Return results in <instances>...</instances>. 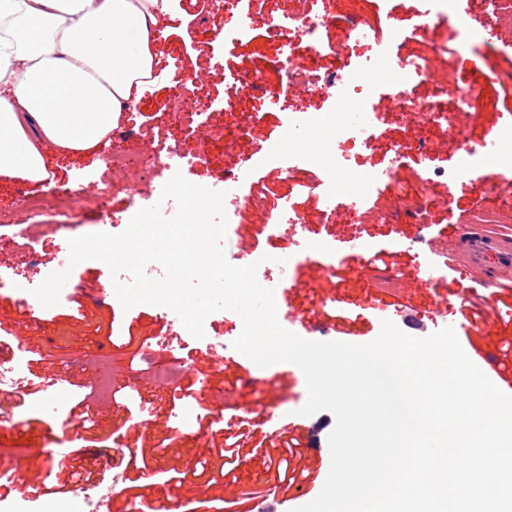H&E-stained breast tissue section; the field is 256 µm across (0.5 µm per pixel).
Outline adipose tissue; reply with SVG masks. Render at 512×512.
I'll return each mask as SVG.
<instances>
[{
    "label": "adipose tissue",
    "mask_w": 512,
    "mask_h": 512,
    "mask_svg": "<svg viewBox=\"0 0 512 512\" xmlns=\"http://www.w3.org/2000/svg\"><path fill=\"white\" fill-rule=\"evenodd\" d=\"M167 0H0V179H49L43 148L87 154L155 80Z\"/></svg>",
    "instance_id": "obj_1"
}]
</instances>
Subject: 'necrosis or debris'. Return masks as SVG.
I'll return each mask as SVG.
<instances>
[{"instance_id":"4bbe7bcc","label":"necrosis or debris","mask_w":512,"mask_h":512,"mask_svg":"<svg viewBox=\"0 0 512 512\" xmlns=\"http://www.w3.org/2000/svg\"><path fill=\"white\" fill-rule=\"evenodd\" d=\"M428 6L419 12L421 28H430L436 21H448L456 26L458 49L474 51L487 40V30L471 26L461 12V0H427ZM333 17L318 8L316 0H298L295 7L286 9L281 18L273 21V35L282 37L288 49L279 65L280 80L270 84L264 72L247 71L233 79L236 89L266 100L270 89H277L280 96L298 97L315 91L331 99L332 108L308 114L291 112L284 136L268 146L269 154L285 160H301L319 167L321 177L316 184L298 182L297 189L309 194L320 190L325 199H347L351 203L352 221L365 223L368 212L362 199L380 182H395L398 176V160L401 147L393 141L385 129V116L377 109L373 96L377 91L387 93L390 109L394 112L414 114L423 123L443 133L453 135L458 144L457 164L452 171H437L417 176L413 184L400 193L405 221L430 224L431 212L428 197L434 185H455L473 181L479 165L488 160L512 159V124L500 128L486 146L476 147L466 137V124L476 110V90L459 85L455 80L437 78L429 58L411 56L400 52L398 45L401 32L396 24L379 29L352 18L348 21L347 35L340 41H328L324 33L333 24ZM305 47V54H295V47ZM332 55L336 59H352L351 67L339 73H326L317 66L318 58ZM435 85L443 96L446 107H439L418 94L421 85ZM179 92L168 106L173 118L191 132L197 133L195 152L186 154L176 148L156 145L137 149L130 153L122 165H114L111 158H102V174L95 181L70 189L55 187L50 198L19 194L16 206L28 213H40L47 206L71 209L76 204L93 200L102 201L112 191L113 184L128 183L135 191L129 198L131 212H138L144 204L159 205L163 216H173L177 211L174 200H159L152 192L136 188L142 175L171 176L182 167L205 162L212 141L222 140L225 150H233L235 140L230 132L216 128L211 116L205 112L187 110L190 99H202L207 95L206 81L198 74H183L177 80ZM363 113L361 123L353 125L347 119L349 111ZM383 143L389 153V165L380 171L358 169L351 165L349 151L366 147L371 143ZM250 168L244 160H236L224 168L218 180L219 191L224 192V211L227 220H234L241 209L263 207L259 194L242 190Z\"/></svg>"}]
</instances>
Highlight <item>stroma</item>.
<instances>
[{
    "label": "stroma",
    "instance_id": "1",
    "mask_svg": "<svg viewBox=\"0 0 512 512\" xmlns=\"http://www.w3.org/2000/svg\"><path fill=\"white\" fill-rule=\"evenodd\" d=\"M285 3L243 0L242 11L253 14L258 24L244 35L224 40L214 35L224 23V14L212 9L210 0H173L178 15L173 29L155 35L158 80L132 111L142 141L149 144L164 137L169 143L192 149V136L174 126L164 127L163 119L169 99L177 91L174 63H181L185 72H199L208 83V97L201 102L200 111L218 112L229 105L239 113L259 114L248 132L237 139L235 152L249 159L252 173L261 174L254 190L264 197L267 211L276 214L285 207L298 206L306 216L307 236L336 252L337 271L331 275L324 270L322 251L299 252L293 231L271 230L262 214L250 209L237 216L235 229L244 246L259 254H278L291 260L287 277L277 276L268 283L276 293L277 318L283 328L303 338L307 335L304 322L330 323L338 310L345 309L349 312L346 323L353 331L351 343L367 344L381 331L369 303L381 297L412 314L409 322L396 319L397 328L423 338L455 325L461 301H469L476 309L491 302L496 307L494 323L481 327L477 342L464 338L460 344L467 352L473 344H481L497 365H511L512 282L502 281L492 292L471 280L457 281L455 272L447 268L431 283L414 277L423 257L446 256L454 251L459 224L474 213H496L502 230L512 229V209L502 204L495 166L480 168L478 181L472 185H435L428 200L432 225L425 230L414 223H351L344 200L323 209L316 195L298 193L293 179L260 154V146L282 137L288 113L273 103L257 107L252 96L234 93L231 83L242 71L273 74L281 47L266 33L264 24L278 18ZM422 8L421 0H330L336 22L325 37L345 38L346 18L357 10L371 25L397 22L402 29L403 51L432 55L436 71L451 72L459 84H470L471 64L479 62L495 79L479 90L480 111L471 116L466 135L474 144L488 140L492 130L512 122V24L497 27L489 43L478 50L457 55L452 51L455 26L442 22L433 30H422L416 18ZM436 44L445 46L444 54H432ZM501 87L509 93L503 108L497 104ZM374 103L388 112V133L402 147L398 184L411 183L417 174L435 167H454L458 150L453 138L436 135L416 120L389 113L384 96H376ZM427 138L433 146L424 152L420 145ZM123 150L118 144L101 147L96 155L53 156L55 180L58 185L71 186L94 179L100 155L117 159ZM398 184L376 185L367 198L368 207L385 214L394 211ZM128 197V187L117 184L104 206L84 204L64 216L51 212L39 216V239L33 243L22 236L30 216L17 213L14 224L0 226V265L24 275L35 262L42 271H49L61 240L111 231L115 216L129 222ZM360 238L371 245L374 263H362L347 253V245ZM0 326L17 332L14 339L0 346V353L9 357L17 350L26 351L30 380L28 394L10 389L0 393V468L12 478L11 485L0 488V496L11 499L25 493L32 512H37L43 501L70 498L80 488L107 487L115 480L122 492L114 496L112 512H136L146 501H161L172 512H186L188 505L198 500L210 502L209 512H222L225 502L239 499L245 512H255L273 480L264 464V456L271 450L265 437L289 422L320 444L322 452L312 466L318 469L319 480L327 478V444L335 426L334 415L328 411L300 415L307 389L304 378L289 380L294 364L281 362L263 368L235 350L232 343L240 334L239 326L224 312L206 318L205 338L182 333L184 344L177 356L184 366L199 371L197 379L186 376L181 380L182 385L193 384L198 389L195 427L184 431L176 430L171 417L178 403L173 390L150 373L136 370L132 363L134 350L144 340L182 332L181 326L167 322L153 305L123 309L112 296L111 273L102 261L87 260L75 266L59 304L52 307L39 309L29 297L0 291ZM216 335L223 336L224 350L211 345L210 339ZM104 367L109 370L115 397L111 404L95 397L90 387ZM50 368L70 380L63 396L64 412L53 421L46 420L39 409L44 375ZM248 374L257 377V384L243 383V376ZM216 408L223 411L219 424L212 419ZM249 408L269 413V421L250 426L244 418ZM78 415L91 417L93 423L80 440L71 442L68 430ZM228 436L239 437L241 460L227 473L216 450ZM124 448L153 449L157 455L147 469L135 470L121 456Z\"/></svg>",
    "mask_w": 512,
    "mask_h": 512
}]
</instances>
